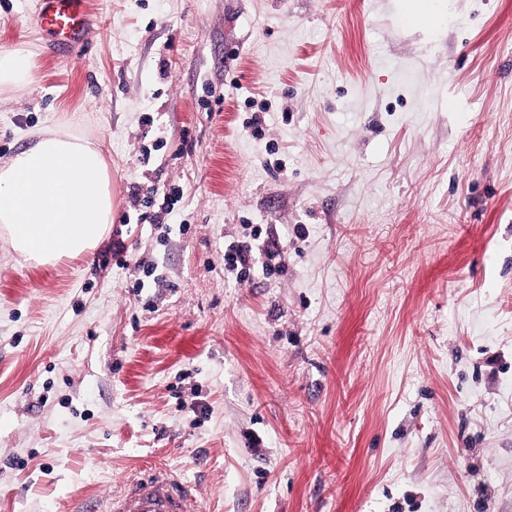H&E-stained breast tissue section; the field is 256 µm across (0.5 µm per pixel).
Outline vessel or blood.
<instances>
[{"label":"vessel or blood","instance_id":"1","mask_svg":"<svg viewBox=\"0 0 512 512\" xmlns=\"http://www.w3.org/2000/svg\"><path fill=\"white\" fill-rule=\"evenodd\" d=\"M41 25L57 44L83 43L92 26L88 0H43ZM194 489L168 470H156L131 481L113 496L106 512H194Z\"/></svg>","mask_w":512,"mask_h":512}]
</instances>
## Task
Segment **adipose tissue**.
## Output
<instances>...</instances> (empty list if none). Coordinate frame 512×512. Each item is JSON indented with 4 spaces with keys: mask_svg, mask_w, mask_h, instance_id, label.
I'll list each match as a JSON object with an SVG mask.
<instances>
[{
    "mask_svg": "<svg viewBox=\"0 0 512 512\" xmlns=\"http://www.w3.org/2000/svg\"><path fill=\"white\" fill-rule=\"evenodd\" d=\"M111 221L110 176L87 141L50 133L0 163V225L25 261L53 264L91 251Z\"/></svg>",
    "mask_w": 512,
    "mask_h": 512,
    "instance_id": "1",
    "label": "adipose tissue"
}]
</instances>
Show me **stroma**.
Instances as JSON below:
<instances>
[{
    "label": "stroma",
    "mask_w": 512,
    "mask_h": 512,
    "mask_svg": "<svg viewBox=\"0 0 512 512\" xmlns=\"http://www.w3.org/2000/svg\"><path fill=\"white\" fill-rule=\"evenodd\" d=\"M90 6L54 49L0 0V160L86 140L114 206L56 264L0 227V512L159 468L200 512H512V0ZM33 80L30 59L18 50L0 51V88H10ZM251 246L247 243H241L234 245L229 244L224 251V262L228 266L229 270H236L238 266H241L238 274H240V280H244L249 275L250 271V260H251Z\"/></svg>",
    "instance_id": "stroma-1"
}]
</instances>
